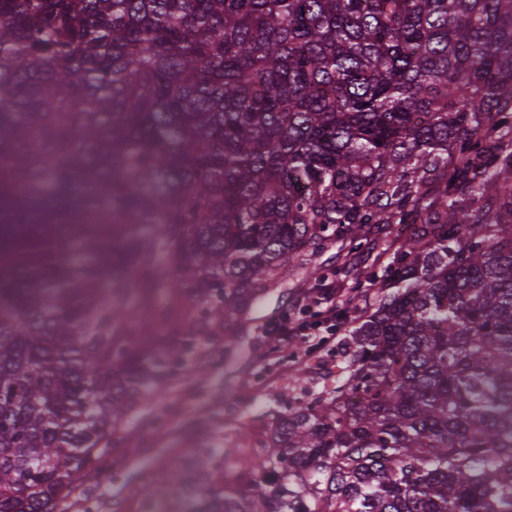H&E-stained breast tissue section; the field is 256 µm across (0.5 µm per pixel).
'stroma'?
Here are the masks:
<instances>
[{
    "mask_svg": "<svg viewBox=\"0 0 512 512\" xmlns=\"http://www.w3.org/2000/svg\"><path fill=\"white\" fill-rule=\"evenodd\" d=\"M316 261L350 319L369 309L373 290L355 302L354 279L335 276L341 263L336 245ZM309 286L303 274L288 277L236 331L197 337L154 397L109 439L101 481L75 483L56 512H191L196 501L223 491L225 467L248 476L274 413L316 398L342 363V331L321 330L290 344L268 335L282 316L299 314ZM149 306L165 313L161 326L172 345L204 310L192 297L165 290L151 293Z\"/></svg>",
    "mask_w": 512,
    "mask_h": 512,
    "instance_id": "35a3bbf8",
    "label": "stroma"
}]
</instances>
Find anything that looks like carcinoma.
<instances>
[{
	"mask_svg": "<svg viewBox=\"0 0 512 512\" xmlns=\"http://www.w3.org/2000/svg\"><path fill=\"white\" fill-rule=\"evenodd\" d=\"M0 162V512L100 479L189 346L132 278L199 336L396 225L336 384L198 512H512V0H0ZM150 314L165 312L166 319L159 322L164 329L169 344L182 345V332L198 319L208 304H201L188 295L174 296L170 292L160 290L149 296Z\"/></svg>",
	"mask_w": 512,
	"mask_h": 512,
	"instance_id": "carcinoma-1",
	"label": "carcinoma"
}]
</instances>
